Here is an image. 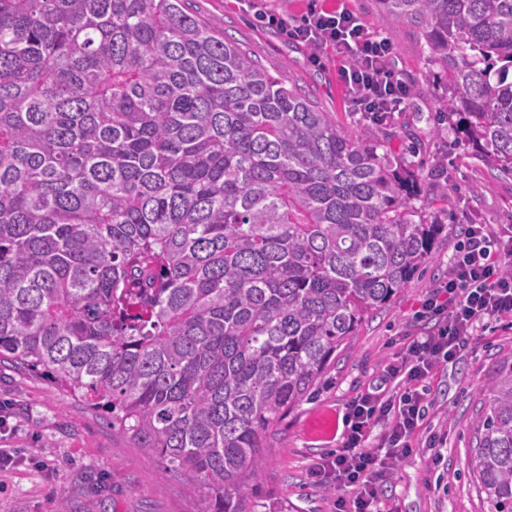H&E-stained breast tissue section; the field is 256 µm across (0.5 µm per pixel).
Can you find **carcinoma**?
<instances>
[{
	"instance_id": "obj_1",
	"label": "carcinoma",
	"mask_w": 512,
	"mask_h": 512,
	"mask_svg": "<svg viewBox=\"0 0 512 512\" xmlns=\"http://www.w3.org/2000/svg\"><path fill=\"white\" fill-rule=\"evenodd\" d=\"M186 0H0V355L105 410L206 512H251L277 427L434 256L379 132L346 133ZM512 175V0H380ZM473 477L512 512V368Z\"/></svg>"
}]
</instances>
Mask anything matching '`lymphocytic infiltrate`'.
I'll return each mask as SVG.
<instances>
[{"label": "lymphocytic infiltrate", "mask_w": 512, "mask_h": 512, "mask_svg": "<svg viewBox=\"0 0 512 512\" xmlns=\"http://www.w3.org/2000/svg\"><path fill=\"white\" fill-rule=\"evenodd\" d=\"M248 5L260 22L309 47L313 64H320L322 51L334 50L340 80L353 92L355 110L369 120L387 121L408 100L410 89L392 68L390 43L350 10L314 8L291 25L266 10L263 0ZM422 313L435 320L436 330L417 337L383 369L385 379L404 378V392L388 398L368 392L351 400L341 448L312 471L316 485L339 490V512H383L381 489L412 450L429 406L426 382L433 370L465 351L480 325L512 319V227L496 232L468 225L447 281Z\"/></svg>", "instance_id": "1"}]
</instances>
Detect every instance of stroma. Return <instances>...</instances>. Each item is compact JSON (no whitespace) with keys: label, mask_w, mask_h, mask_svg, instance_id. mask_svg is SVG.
<instances>
[{"label":"stroma","mask_w":512,"mask_h":512,"mask_svg":"<svg viewBox=\"0 0 512 512\" xmlns=\"http://www.w3.org/2000/svg\"><path fill=\"white\" fill-rule=\"evenodd\" d=\"M270 11L299 23L310 6L326 10L344 5L395 51V67L406 83L418 85L403 110L378 130L388 150L418 177V206L428 207L444 226L435 255L385 308L365 316L354 335L336 353V362L317 391L280 426L276 451L249 493L254 512H336V490L316 487L312 470L340 448L347 403L369 388L402 391L401 380L383 382L390 358L405 352L430 325L414 313L446 279L451 257L465 225L492 230L512 225V177H500L480 161L463 133L438 115L436 66L414 29L384 18L377 0H266ZM193 11L224 30L273 75L336 118L340 130L365 123L338 77L340 62L324 51L313 65L307 46L261 26L243 0H192ZM447 159L440 170L439 159ZM447 184V200H433L431 188ZM512 368V322L479 331L462 356L436 368L429 380L435 405L416 432L412 453L403 458L383 489L393 512H492L473 479L471 460L478 416L488 406V391ZM0 448L15 449L20 460L0 471V512H55L65 499L68 512H203L197 484L187 476H163V465L120 429L103 410L71 396L10 360L0 361ZM446 437L439 462L425 446L429 434Z\"/></svg>","instance_id":"1"}]
</instances>
